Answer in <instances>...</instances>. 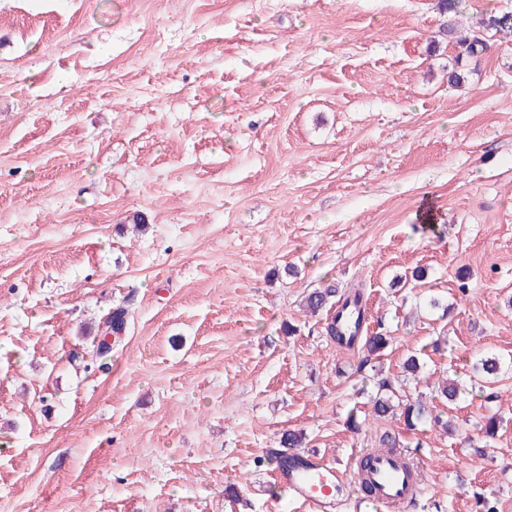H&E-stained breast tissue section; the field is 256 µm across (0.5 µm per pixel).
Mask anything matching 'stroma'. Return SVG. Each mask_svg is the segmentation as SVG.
I'll return each instance as SVG.
<instances>
[{
    "label": "stroma",
    "instance_id": "1",
    "mask_svg": "<svg viewBox=\"0 0 512 512\" xmlns=\"http://www.w3.org/2000/svg\"><path fill=\"white\" fill-rule=\"evenodd\" d=\"M437 3L0 0V512H303L288 430L349 469L395 435L410 512H512V373L451 438L369 403L409 355L422 392L512 355V39L446 33L512 0ZM358 283L364 367L301 306Z\"/></svg>",
    "mask_w": 512,
    "mask_h": 512
}]
</instances>
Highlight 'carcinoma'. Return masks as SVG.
I'll use <instances>...</instances> for the list:
<instances>
[{"label": "carcinoma", "mask_w": 512, "mask_h": 512, "mask_svg": "<svg viewBox=\"0 0 512 512\" xmlns=\"http://www.w3.org/2000/svg\"><path fill=\"white\" fill-rule=\"evenodd\" d=\"M484 27L504 36L512 35V13L493 14L483 21ZM461 48V55L470 58L480 57L488 45L481 36H464L457 41ZM338 297L336 311L329 315L324 323L323 330L326 336L340 348L347 350L356 349L362 353L359 362L360 367H365L371 357L379 355L390 343V336L383 331L363 333L365 321L358 319L347 322L343 315L354 309L364 308L363 291L361 287L353 286L342 295H336V289L332 286L316 288L305 298V308L317 315L331 305L333 297ZM512 371V357L498 355L494 352H483L472 365V374L477 381L483 384L495 382L501 375ZM467 393V389L457 383H447L440 387V397L450 405L459 403ZM371 415L379 420L396 415L403 418L406 426L416 428L427 422L442 426L448 434L456 431V426L451 419H442L440 415L433 414L430 406L420 399H412L407 394H400L393 384L382 379L377 385L375 395L371 397ZM500 421L495 417H489L485 422L477 425V437L493 439L498 435Z\"/></svg>", "instance_id": "1"}]
</instances>
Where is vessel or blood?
Wrapping results in <instances>:
<instances>
[{
    "mask_svg": "<svg viewBox=\"0 0 512 512\" xmlns=\"http://www.w3.org/2000/svg\"><path fill=\"white\" fill-rule=\"evenodd\" d=\"M276 478L295 501L307 505L309 512H338L353 478L373 487L374 503L394 508L395 512L421 494L418 470L408 469L402 455L386 452L377 454L372 469L353 478L323 457L295 454L279 463Z\"/></svg>",
    "mask_w": 512,
    "mask_h": 512,
    "instance_id": "1",
    "label": "vessel or blood"
}]
</instances>
